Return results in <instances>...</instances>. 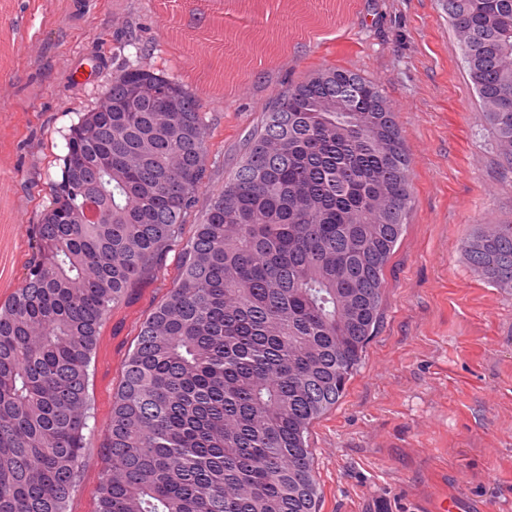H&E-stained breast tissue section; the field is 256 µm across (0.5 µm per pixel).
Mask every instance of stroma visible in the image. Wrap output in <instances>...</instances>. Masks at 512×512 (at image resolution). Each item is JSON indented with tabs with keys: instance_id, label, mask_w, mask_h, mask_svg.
Returning a JSON list of instances; mask_svg holds the SVG:
<instances>
[{
	"instance_id": "obj_1",
	"label": "stroma",
	"mask_w": 512,
	"mask_h": 512,
	"mask_svg": "<svg viewBox=\"0 0 512 512\" xmlns=\"http://www.w3.org/2000/svg\"><path fill=\"white\" fill-rule=\"evenodd\" d=\"M113 52L94 83L69 74ZM140 59L206 99L224 136L223 186L284 82L346 67L383 81L412 158L415 204L384 272L379 327L336 407L310 429L319 512H512V289L459 243L512 222L496 156L439 0H0V302L33 254L30 228L61 174L65 137L112 72ZM179 249L130 288L89 368L87 453L67 512H96L105 423L141 323L178 275Z\"/></svg>"
}]
</instances>
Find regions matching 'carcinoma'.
Masks as SVG:
<instances>
[{
	"label": "carcinoma",
	"instance_id": "cac0c4a2",
	"mask_svg": "<svg viewBox=\"0 0 512 512\" xmlns=\"http://www.w3.org/2000/svg\"><path fill=\"white\" fill-rule=\"evenodd\" d=\"M441 6L511 169L512 0ZM107 99L67 135L34 256L0 305V512H67L101 328L179 242L112 396L97 512H318L309 429L362 361L415 203L382 83L329 67L277 90L202 210V99L130 63ZM460 249L512 288V224Z\"/></svg>",
	"mask_w": 512,
	"mask_h": 512
}]
</instances>
